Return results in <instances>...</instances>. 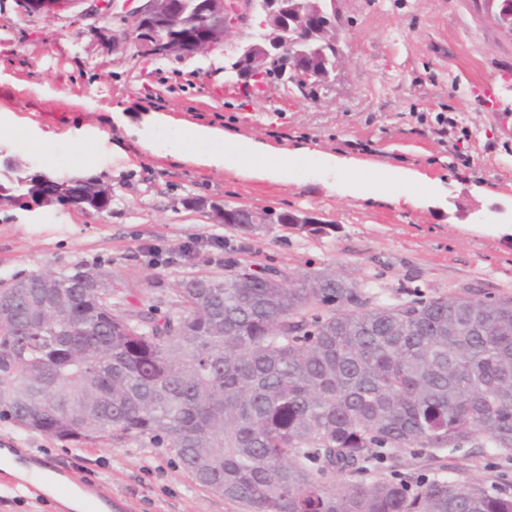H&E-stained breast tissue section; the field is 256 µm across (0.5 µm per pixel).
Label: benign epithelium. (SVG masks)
I'll return each instance as SVG.
<instances>
[{"mask_svg":"<svg viewBox=\"0 0 512 512\" xmlns=\"http://www.w3.org/2000/svg\"><path fill=\"white\" fill-rule=\"evenodd\" d=\"M336 0L326 6L320 0H30L29 15L60 19L66 12L74 18L110 15L127 23L116 42L133 47L134 59H178L206 55L224 44L226 34L246 23L253 14L263 15L260 23L262 42L242 48L232 70L242 75L250 87L268 80V69L282 67L286 79L283 88L306 96L307 86L318 74L296 72L291 62L306 54L309 41L328 37L338 29ZM227 224H266L276 222L272 214L265 217L243 208H222Z\"/></svg>","mask_w":512,"mask_h":512,"instance_id":"obj_1","label":"benign epithelium"}]
</instances>
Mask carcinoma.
I'll use <instances>...</instances> for the list:
<instances>
[{"mask_svg": "<svg viewBox=\"0 0 512 512\" xmlns=\"http://www.w3.org/2000/svg\"><path fill=\"white\" fill-rule=\"evenodd\" d=\"M495 2L512 32V0ZM315 46L297 66L327 78L337 48ZM70 188L19 190L68 202ZM49 276L28 275L0 316V419L20 430L162 440L246 512H512L503 477L468 476L477 445L512 460L511 296L382 305L334 270L244 268L112 311L99 266ZM425 450L448 476H367Z\"/></svg>", "mask_w": 512, "mask_h": 512, "instance_id": "obj_1", "label": "carcinoma"}]
</instances>
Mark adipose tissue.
<instances>
[{
  "instance_id": "obj_1",
  "label": "adipose tissue",
  "mask_w": 512,
  "mask_h": 512,
  "mask_svg": "<svg viewBox=\"0 0 512 512\" xmlns=\"http://www.w3.org/2000/svg\"><path fill=\"white\" fill-rule=\"evenodd\" d=\"M205 141L216 145L215 150L205 157L208 164L223 165L225 153L235 150L247 159L249 166L260 169L267 176L284 179L291 172L290 166L272 160L267 148L263 145L240 141L231 135L221 134L204 127L180 129L175 137L172 152L176 155H187L192 153L196 144Z\"/></svg>"
}]
</instances>
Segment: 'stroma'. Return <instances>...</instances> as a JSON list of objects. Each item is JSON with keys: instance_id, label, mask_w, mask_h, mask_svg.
I'll return each instance as SVG.
<instances>
[{"instance_id": "stroma-1", "label": "stroma", "mask_w": 512, "mask_h": 512, "mask_svg": "<svg viewBox=\"0 0 512 512\" xmlns=\"http://www.w3.org/2000/svg\"><path fill=\"white\" fill-rule=\"evenodd\" d=\"M336 70L315 100L283 93L269 79L247 94L228 71L257 23L230 31L221 49L194 59L137 65L126 46L104 45L82 23L28 17L0 0V183L43 173L58 181L94 178L111 190L106 210L24 205L0 196V280L98 264L112 272V298L132 309L151 282L172 291L200 275L243 266L298 276L333 270L384 304L465 290L512 296V34L486 0H337ZM492 85L486 107L472 89ZM162 122L143 133L144 116ZM468 138L439 141L440 120ZM206 127L284 153L307 148L286 180L235 163L176 157L174 132ZM121 145L123 155L112 148ZM422 175L433 191L397 206L368 194L381 167ZM188 197L204 207H185ZM293 212L326 224L312 233L283 224L217 223L213 206ZM213 235L224 262L198 251L169 268L150 266L141 247L175 250ZM52 468L85 493L103 487L110 512H245L198 486L166 446L77 444L24 432L0 420V449ZM0 512H66L29 481L0 480Z\"/></svg>"}]
</instances>
